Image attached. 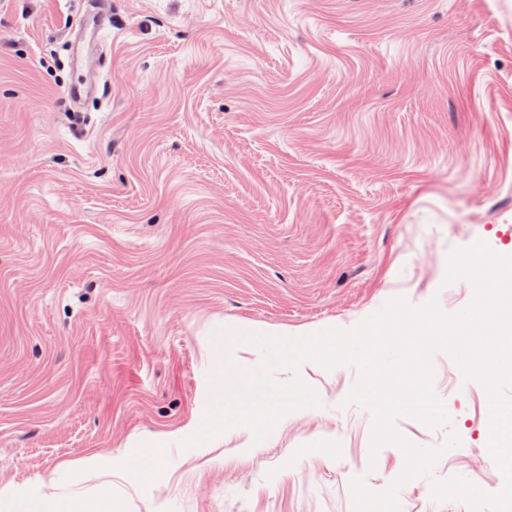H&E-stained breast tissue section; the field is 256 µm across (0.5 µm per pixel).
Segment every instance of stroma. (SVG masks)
I'll return each instance as SVG.
<instances>
[{
    "instance_id": "1",
    "label": "stroma",
    "mask_w": 512,
    "mask_h": 512,
    "mask_svg": "<svg viewBox=\"0 0 512 512\" xmlns=\"http://www.w3.org/2000/svg\"><path fill=\"white\" fill-rule=\"evenodd\" d=\"M95 98L72 102L82 0H0V512L112 489L121 512H352L370 451L356 366L301 370L323 406L250 447L200 426L212 333L351 329L387 301L453 315L451 252L512 249V0H112ZM448 421L403 512L460 476L497 493L484 386L448 352ZM458 446L446 448L449 433ZM159 467L132 479L125 458Z\"/></svg>"
}]
</instances>
